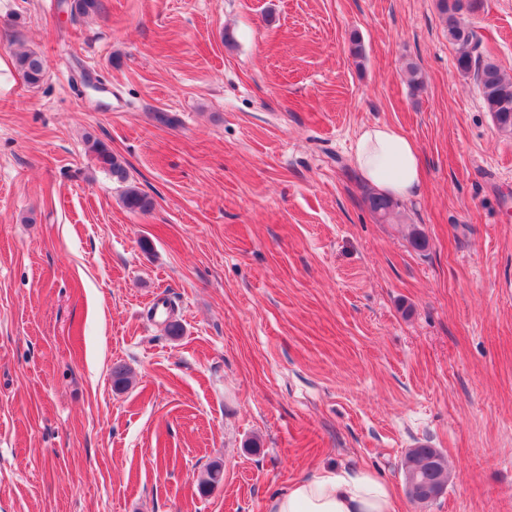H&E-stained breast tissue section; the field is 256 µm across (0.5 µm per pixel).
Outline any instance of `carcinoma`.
<instances>
[{
  "instance_id": "1",
  "label": "carcinoma",
  "mask_w": 512,
  "mask_h": 512,
  "mask_svg": "<svg viewBox=\"0 0 512 512\" xmlns=\"http://www.w3.org/2000/svg\"><path fill=\"white\" fill-rule=\"evenodd\" d=\"M458 0H437L450 42L456 51V65L464 75H471L477 90L498 128L512 133V77L506 75L489 57L478 53L475 31L464 23ZM67 9L73 16L88 15L98 9V0H70ZM16 66L26 82L39 85L45 74V60L35 51L19 52L15 56ZM100 166L112 179L124 184L128 181L125 163L105 144L95 141L91 145ZM370 211L381 220L388 219L398 203L381 193L370 192L365 197ZM124 206L133 212H147L153 207L152 200L135 186L125 187L122 193ZM404 482L414 478H428L444 485L448 484V464L443 454L427 442H419L408 450L403 464Z\"/></svg>"
}]
</instances>
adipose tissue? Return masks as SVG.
I'll return each instance as SVG.
<instances>
[{"mask_svg": "<svg viewBox=\"0 0 512 512\" xmlns=\"http://www.w3.org/2000/svg\"><path fill=\"white\" fill-rule=\"evenodd\" d=\"M353 166L387 196L408 199L421 191L418 149L392 126L363 128L355 141ZM269 512H398V505L389 485L370 473L324 469L288 486L271 500Z\"/></svg>", "mask_w": 512, "mask_h": 512, "instance_id": "obj_1", "label": "adipose tissue"}]
</instances>
